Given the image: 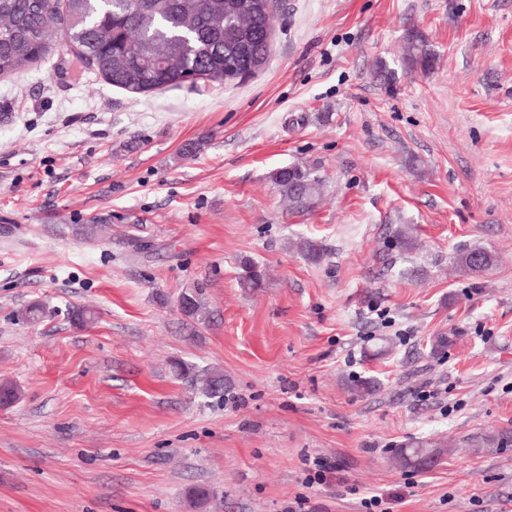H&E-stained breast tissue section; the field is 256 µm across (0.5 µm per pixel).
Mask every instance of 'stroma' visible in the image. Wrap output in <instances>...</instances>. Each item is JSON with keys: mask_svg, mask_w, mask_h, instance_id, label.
Returning a JSON list of instances; mask_svg holds the SVG:
<instances>
[{"mask_svg": "<svg viewBox=\"0 0 512 512\" xmlns=\"http://www.w3.org/2000/svg\"><path fill=\"white\" fill-rule=\"evenodd\" d=\"M273 2L247 81L131 93L63 39L0 77V512H512V0ZM294 164L326 183L307 215ZM414 442L431 468L397 465ZM405 60L409 66L425 70L433 66L435 56L422 36L411 34L406 40ZM272 181L288 204V211L304 214L319 206L323 196V182L307 166L281 168L272 174ZM494 256L479 247L459 250L453 257V264L464 272H484L494 265ZM198 389L205 395L213 396L224 391V375L218 371L201 370L195 376Z\"/></svg>", "mask_w": 512, "mask_h": 512, "instance_id": "obj_1", "label": "stroma"}]
</instances>
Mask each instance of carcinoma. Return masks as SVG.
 <instances>
[{
  "instance_id": "cac0c4a2",
  "label": "carcinoma",
  "mask_w": 512,
  "mask_h": 512,
  "mask_svg": "<svg viewBox=\"0 0 512 512\" xmlns=\"http://www.w3.org/2000/svg\"><path fill=\"white\" fill-rule=\"evenodd\" d=\"M272 0H0V75L22 70L47 55L54 46L57 25L65 26L69 45L82 64L112 86L132 93L178 87L224 75V64L263 71L270 55ZM406 63L429 69L435 56L418 34L406 40ZM272 181L293 213L317 208L323 182L302 165L284 167ZM464 272H484L494 256L479 247L465 248L453 257ZM264 273L243 263L241 286L259 288ZM198 389L213 396L224 391V375L201 370ZM443 453L417 444L401 448L397 460L425 469Z\"/></svg>"
}]
</instances>
